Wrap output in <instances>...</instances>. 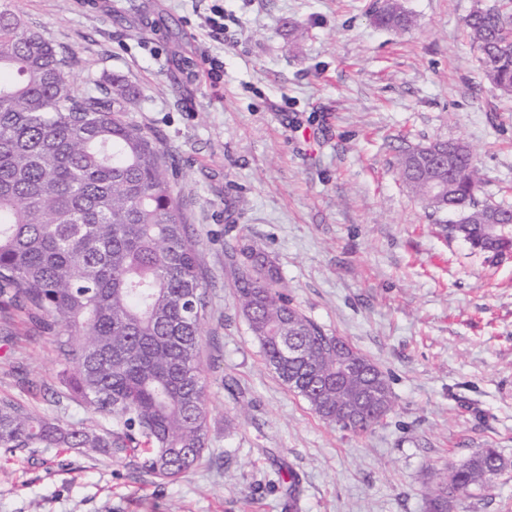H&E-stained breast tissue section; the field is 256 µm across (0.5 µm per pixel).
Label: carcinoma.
Returning a JSON list of instances; mask_svg holds the SVG:
<instances>
[{
    "mask_svg": "<svg viewBox=\"0 0 512 512\" xmlns=\"http://www.w3.org/2000/svg\"><path fill=\"white\" fill-rule=\"evenodd\" d=\"M373 23L405 31L401 4L374 11ZM488 83L512 94V0H494L464 21ZM68 58L0 7V295L56 336L60 359L73 366L58 402L82 404L112 428L65 425L0 399V449L77 448L84 454L134 457L174 480L197 467L208 443V395L200 364L207 291L195 240L174 194L167 154L121 103L134 90L117 84L76 95ZM430 158L401 150L402 182L442 232L491 253L489 215L512 220V207L478 199L481 183L468 147L426 145ZM453 169L451 187L431 202L436 160ZM241 255L235 298L265 364L322 421L366 433L393 407L383 372L365 355L336 380L337 337L293 307L274 262L250 244ZM294 336L303 358L288 359ZM505 464L494 448L436 471L425 512H452L476 488L493 486Z\"/></svg>",
    "mask_w": 512,
    "mask_h": 512,
    "instance_id": "cac0c4a2",
    "label": "carcinoma"
}]
</instances>
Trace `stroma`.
<instances>
[{
	"instance_id": "stroma-1",
	"label": "stroma",
	"mask_w": 512,
	"mask_h": 512,
	"mask_svg": "<svg viewBox=\"0 0 512 512\" xmlns=\"http://www.w3.org/2000/svg\"><path fill=\"white\" fill-rule=\"evenodd\" d=\"M15 0L70 55L80 95L132 86L124 117L170 155L209 308L200 360L208 447L174 481L133 458L0 452V512H425L432 472L496 449L506 473L459 512H512V255L437 235L403 186V144L468 146L480 199L512 205V96L482 76L464 19L479 0ZM224 32L212 36V6ZM209 55L218 79L203 75ZM249 242L293 304L387 376L393 410L360 435L320 420L267 368L236 305ZM0 399L68 424L111 420L57 403L52 335L0 297ZM372 20L377 27L397 31L408 30L413 24L412 16L403 8L401 3L396 4L392 10H375L372 14Z\"/></svg>"
}]
</instances>
